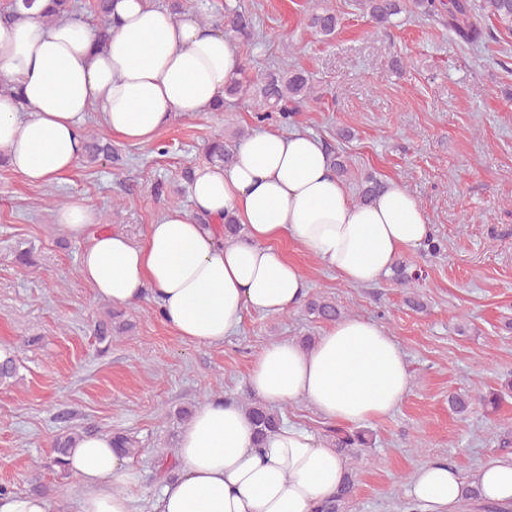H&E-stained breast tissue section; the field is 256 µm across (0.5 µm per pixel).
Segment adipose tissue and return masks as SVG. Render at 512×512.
Here are the masks:
<instances>
[{
    "mask_svg": "<svg viewBox=\"0 0 512 512\" xmlns=\"http://www.w3.org/2000/svg\"><path fill=\"white\" fill-rule=\"evenodd\" d=\"M47 2L35 0V14ZM35 14L0 23V152L32 183H51L77 164L90 107L112 135L147 144L173 115L214 107L242 64L236 40L220 28L149 0H114L103 45L88 22L46 24ZM190 196L193 213L166 210L140 242L103 228L80 197L55 219L84 241L80 272L98 298L118 306L156 301L177 336L209 347L223 346L245 312L280 314L302 302L306 278L272 239H292L347 284L364 286L431 234L401 184L356 201L324 143L300 131H254L232 165L195 172ZM228 215L247 225L245 239L225 240ZM248 385L265 404L305 399L324 418L357 425L396 409L409 374L394 337L355 316L333 323L309 348L269 343ZM172 461L147 499L149 512H315L346 471L335 449L292 424L256 445L242 406L221 397L195 410ZM66 462L80 512H136L138 473L111 434H85ZM478 480L483 498L512 512V455L486 460ZM465 491L462 473L441 462L416 469L408 486L422 512H458Z\"/></svg>",
    "mask_w": 512,
    "mask_h": 512,
    "instance_id": "obj_1",
    "label": "adipose tissue"
}]
</instances>
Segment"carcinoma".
<instances>
[{
  "label": "carcinoma",
  "instance_id": "obj_1",
  "mask_svg": "<svg viewBox=\"0 0 512 512\" xmlns=\"http://www.w3.org/2000/svg\"><path fill=\"white\" fill-rule=\"evenodd\" d=\"M112 0H95L94 11L99 19V38L105 41L108 30L113 24L110 4ZM49 11L37 15L45 23H53L62 17L72 15V0H51ZM359 5L371 21L379 26L392 23V18L404 10L403 0H359ZM419 13L426 17H447L448 30L467 45L482 43L493 37L491 31L484 28L479 19V12L484 11L495 18L506 29L512 30V0H414ZM224 33L238 39L248 40L252 36L253 21L241 6L224 4V16L220 21ZM339 18L327 8L315 6L310 14V27L324 37L336 33ZM225 95L230 98H244L252 101L256 118L260 122L275 120L281 125H288L293 114L310 101L317 99L315 87L309 75L303 70L286 69L279 72L262 73L254 78L247 74V66H242L240 77L232 79L225 88ZM249 135L245 129L237 128L224 137L221 142L213 143L209 148L212 162L227 163L232 160L236 147ZM86 155L95 160L101 154L112 153V148L102 146L92 134L85 140ZM383 187V182L374 175L367 176L360 187V200L367 201ZM309 314L324 322H334L343 317V312L336 302L327 297L316 296L307 303ZM125 329L108 321H99L95 328L98 343L111 345L112 336ZM18 356L10 347L0 348V384L9 385L18 380ZM242 408L252 421L257 441H262L269 433L275 431L282 423L279 412L259 403L245 402ZM82 437L80 431L65 428L55 436L52 442V456L47 462H38L39 468H52L58 474L66 473L65 458L70 448ZM113 445L122 454L130 457L139 453L137 441L126 434L112 435ZM333 447L347 458L348 471L336 490V495L322 504L316 512H348L349 504L355 490L357 474L356 464L361 459L364 449L372 447V439L363 431L348 432L336 430Z\"/></svg>",
  "mask_w": 512,
  "mask_h": 512
}]
</instances>
